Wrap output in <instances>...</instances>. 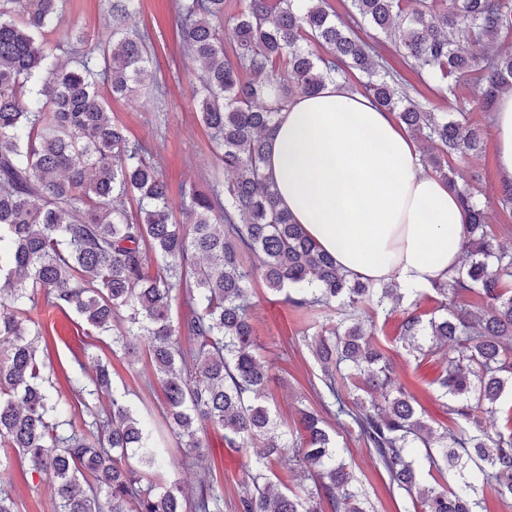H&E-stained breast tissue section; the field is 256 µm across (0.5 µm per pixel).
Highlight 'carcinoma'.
<instances>
[{
	"label": "carcinoma",
	"instance_id": "cac0c4a2",
	"mask_svg": "<svg viewBox=\"0 0 512 512\" xmlns=\"http://www.w3.org/2000/svg\"><path fill=\"white\" fill-rule=\"evenodd\" d=\"M65 2L0 0V339L8 343L0 448L52 475L53 512H223L211 469L190 493L157 478L168 439L194 465L208 428L223 432L228 448L255 449L238 512H323L324 502L331 512H374L319 412L299 410L298 440L287 443L264 405L269 368L257 354L249 298L256 278L296 312L336 314L308 343L322 406L356 429L401 498L398 512H479L487 486L512 501V429L485 421L512 390V290L503 288L512 253L447 160L478 153L483 129L463 112L456 119L416 103L362 36L370 27L394 40L446 98L462 80L478 84L486 112L512 89V54L498 50L512 42V0H350L344 19L327 0H240L228 35L224 0H179L177 24L198 68L193 100L227 178L207 194L183 188L178 215L148 146L112 121L100 93L103 84L130 98L151 77L150 37L132 23L135 0H106L112 43L62 62L47 33ZM351 70L364 75V93L441 148L431 167L465 208L462 265L428 291L342 272L278 207L263 172L278 112ZM251 256L258 264L248 267ZM465 294L486 308H458ZM407 296L412 309L403 310ZM180 299L190 312L176 322ZM432 299L438 306L419 313ZM40 301L77 314L87 336H112L128 363L147 358L164 390L159 427L115 395L103 405L112 378L101 363L67 378L85 418L64 417L37 355L44 334L31 312ZM398 310L404 349L440 365L433 384L452 428L438 431L418 411L374 340L375 315ZM285 456L317 472L315 489L273 487L270 466Z\"/></svg>",
	"mask_w": 512,
	"mask_h": 512
}]
</instances>
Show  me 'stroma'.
<instances>
[{
    "label": "stroma",
    "mask_w": 512,
    "mask_h": 512,
    "mask_svg": "<svg viewBox=\"0 0 512 512\" xmlns=\"http://www.w3.org/2000/svg\"><path fill=\"white\" fill-rule=\"evenodd\" d=\"M135 9L136 24L147 30L155 42L152 60L158 88L132 102L107 98L106 107L130 139L151 145L154 162L168 181L171 202L177 208L181 205L182 187L192 184L206 192L216 177L212 145L191 100L195 64L176 26L177 0H135ZM75 31L81 33V40L72 39ZM55 36L67 39L71 50L79 49L84 42L92 45L111 42L112 24L104 0H68ZM375 49L387 66L399 74L417 102L442 112L468 109L470 121L482 126L484 142L479 153L456 160L455 166L479 189L482 200L488 202V222L498 244L512 249V209L499 203L502 188L496 175L497 147L491 115L473 110L475 85L461 83L457 99L447 100L434 83L423 80L404 63L394 43L382 39ZM251 300L252 322L261 343L259 355L270 368L266 403L283 422L295 425L298 407L319 405V368L305 341L309 323L276 301L262 282L253 283ZM34 317L46 330L53 366L49 377L60 399L70 404L69 418L80 419L81 412L71 403L67 375L81 367L92 369L99 362L109 366L114 390L125 395L138 414L148 411L159 414L163 391L160 383L153 381L148 362L128 365L122 357L113 354L111 337L84 335L75 313L65 314L41 306ZM399 322L396 315L378 321V338L388 346L399 381L415 398L418 410L428 419L442 420V402L431 384L438 368L430 363H417L407 354L396 339ZM336 440L341 457L362 481L375 512H395L389 490L355 431L338 429ZM203 441L206 461L224 490V512H237V492L248 480L252 459L225 447L221 434L216 431H207ZM1 486L13 492L19 512H50L52 480L50 476L32 473L25 461L13 459L10 467L0 470Z\"/></svg>",
    "instance_id": "35a3bbf8"
}]
</instances>
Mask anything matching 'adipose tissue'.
Returning a JSON list of instances; mask_svg holds the SVG:
<instances>
[{
  "label": "adipose tissue",
  "instance_id": "adipose-tissue-1",
  "mask_svg": "<svg viewBox=\"0 0 512 512\" xmlns=\"http://www.w3.org/2000/svg\"><path fill=\"white\" fill-rule=\"evenodd\" d=\"M492 123L498 178L512 185V91ZM265 171L280 208L362 280L427 288L456 275L465 234L456 196L425 172L416 139L392 113L342 82L279 113Z\"/></svg>",
  "mask_w": 512,
  "mask_h": 512
}]
</instances>
